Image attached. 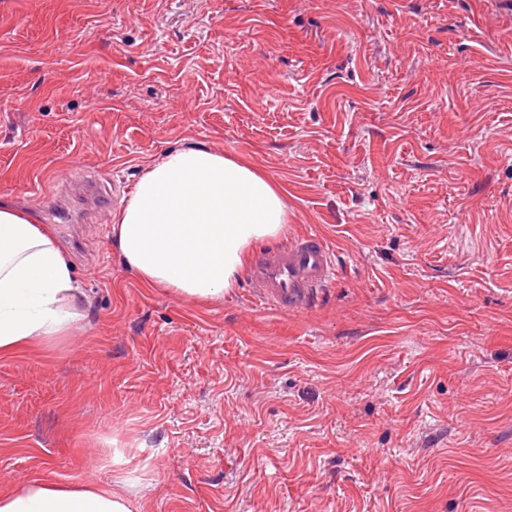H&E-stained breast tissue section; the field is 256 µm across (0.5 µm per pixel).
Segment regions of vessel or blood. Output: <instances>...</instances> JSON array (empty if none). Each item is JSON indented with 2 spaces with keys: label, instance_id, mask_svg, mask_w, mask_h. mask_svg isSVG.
I'll use <instances>...</instances> for the list:
<instances>
[{
  "label": "vessel or blood",
  "instance_id": "obj_1",
  "mask_svg": "<svg viewBox=\"0 0 512 512\" xmlns=\"http://www.w3.org/2000/svg\"><path fill=\"white\" fill-rule=\"evenodd\" d=\"M336 276L334 254L318 234L305 233L287 245L258 253L249 286L255 302L282 311L311 308Z\"/></svg>",
  "mask_w": 512,
  "mask_h": 512
}]
</instances>
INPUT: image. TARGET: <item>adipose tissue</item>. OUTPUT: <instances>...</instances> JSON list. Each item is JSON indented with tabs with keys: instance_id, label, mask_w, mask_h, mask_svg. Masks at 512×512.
<instances>
[{
	"instance_id": "obj_1",
	"label": "adipose tissue",
	"mask_w": 512,
	"mask_h": 512,
	"mask_svg": "<svg viewBox=\"0 0 512 512\" xmlns=\"http://www.w3.org/2000/svg\"><path fill=\"white\" fill-rule=\"evenodd\" d=\"M288 193L249 161L179 147L149 163L113 217L115 259L149 286L192 301L223 299L251 247L279 238ZM91 300L55 235L0 204V358L71 336ZM125 474L110 483H28L0 512H135Z\"/></svg>"
}]
</instances>
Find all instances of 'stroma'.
Here are the masks:
<instances>
[{"instance_id":"35a3bbf8","label":"stroma","mask_w":512,"mask_h":512,"mask_svg":"<svg viewBox=\"0 0 512 512\" xmlns=\"http://www.w3.org/2000/svg\"><path fill=\"white\" fill-rule=\"evenodd\" d=\"M250 158L321 235L315 305L139 282L112 217L166 150ZM112 190L44 204L72 162ZM0 201L64 245L74 336L0 360V497L141 512H512V0H0ZM121 472L108 484H51L32 481L16 495L0 497V512H136Z\"/></svg>"}]
</instances>
